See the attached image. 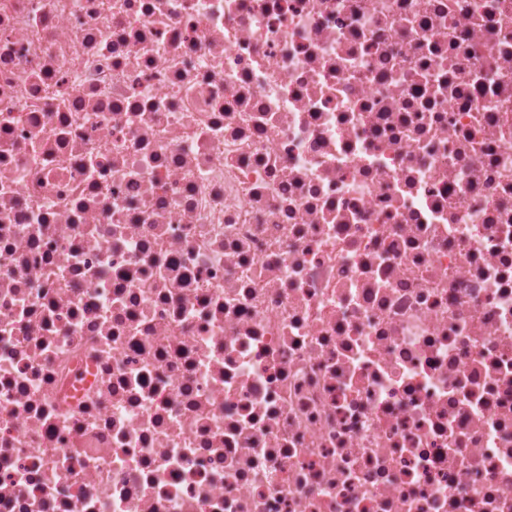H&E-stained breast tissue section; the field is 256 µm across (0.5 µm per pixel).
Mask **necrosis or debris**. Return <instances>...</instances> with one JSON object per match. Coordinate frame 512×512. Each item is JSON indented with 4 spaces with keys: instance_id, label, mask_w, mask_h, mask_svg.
Masks as SVG:
<instances>
[{
    "instance_id": "necrosis-or-debris-1",
    "label": "necrosis or debris",
    "mask_w": 512,
    "mask_h": 512,
    "mask_svg": "<svg viewBox=\"0 0 512 512\" xmlns=\"http://www.w3.org/2000/svg\"><path fill=\"white\" fill-rule=\"evenodd\" d=\"M0 512H512V0H0Z\"/></svg>"
}]
</instances>
